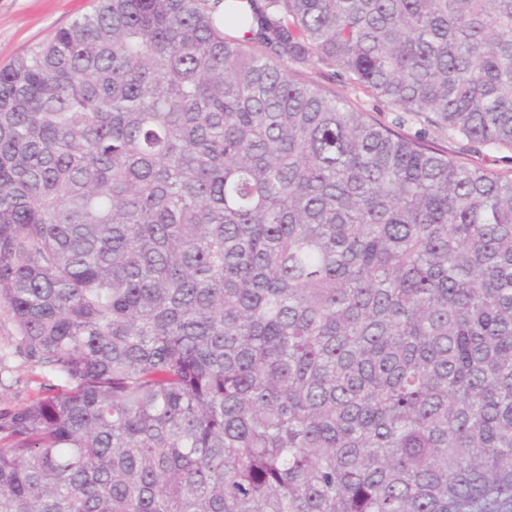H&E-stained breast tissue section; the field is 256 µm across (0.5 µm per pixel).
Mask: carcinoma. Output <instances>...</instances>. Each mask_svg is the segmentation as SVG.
I'll return each mask as SVG.
<instances>
[{"label": "carcinoma", "instance_id": "obj_1", "mask_svg": "<svg viewBox=\"0 0 512 512\" xmlns=\"http://www.w3.org/2000/svg\"><path fill=\"white\" fill-rule=\"evenodd\" d=\"M99 0L0 69V512H512V0ZM297 79L313 81L326 91L345 98L352 106L366 112L377 122L391 126L410 137L424 136L427 141L447 152L448 157L456 161L467 162L480 166L490 172H499L509 167L501 162V157L512 155L510 152H499L478 148V152L466 141L448 136L447 130H442L427 118L426 115L413 116L404 112H395L391 106L354 85L337 69H311L298 67L294 69ZM18 336L15 323L5 309H0V350L7 354L0 371V409H8L29 401L39 390L40 382H55L45 371L31 370L15 351ZM2 394V399H1Z\"/></svg>", "mask_w": 512, "mask_h": 512}]
</instances>
